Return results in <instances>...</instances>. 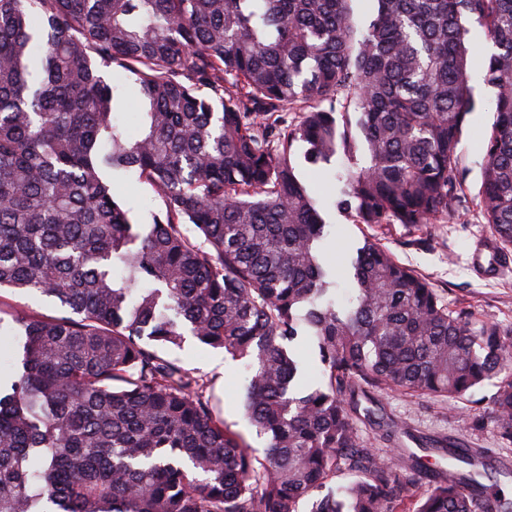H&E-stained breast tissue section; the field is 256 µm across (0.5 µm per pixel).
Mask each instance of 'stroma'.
<instances>
[{
	"mask_svg": "<svg viewBox=\"0 0 512 512\" xmlns=\"http://www.w3.org/2000/svg\"><path fill=\"white\" fill-rule=\"evenodd\" d=\"M470 43L475 50L471 84L476 108L464 127L459 160L468 171V188L474 192L486 166L482 135L491 127L493 114L487 107L490 91L483 71L487 41L481 28L472 29ZM292 158L298 176L309 181L313 192L321 198L326 224L336 232L330 259L338 269L350 265L357 247L368 242L379 244L435 288L448 307L467 308L475 318L512 331V254L493 258L484 253V245L493 241L494 235L478 205H471L469 210L438 224L368 227L354 223L350 213L337 204L333 174L343 168V157H334L315 178L310 175L312 166L305 143H295ZM116 183L124 188L122 201L133 222L149 223L152 212L162 208L163 201L151 186L129 176L117 178ZM169 356L194 376L208 381L205 396L225 424L241 433L256 453H263L265 438L257 436L242 414L241 362L190 336L181 346L172 348ZM493 391L494 386L489 383L473 397L453 403L391 390L372 393L371 399L384 418L404 425L406 447L439 448L447 442L459 441L467 447L483 449L491 458L512 459V444L501 442L496 436L490 402Z\"/></svg>",
	"mask_w": 512,
	"mask_h": 512,
	"instance_id": "stroma-1",
	"label": "stroma"
}]
</instances>
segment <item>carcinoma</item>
I'll return each instance as SVG.
<instances>
[{"label":"carcinoma","instance_id":"cac0c4a2","mask_svg":"<svg viewBox=\"0 0 512 512\" xmlns=\"http://www.w3.org/2000/svg\"><path fill=\"white\" fill-rule=\"evenodd\" d=\"M0 0V290L15 310L0 395V512H512L482 451L431 463L368 446L351 405L374 389L456 402L494 382L512 443V337L368 243L336 306L325 221L297 142L357 224H433L469 208L458 145L476 101L470 26L491 46L494 122L480 214L512 249V0ZM136 76V132L115 116ZM299 119L288 120V113ZM162 198L143 231L110 174ZM321 380L295 392L297 336ZM190 335L243 361L252 454L164 349ZM0 299L4 303L5 308L11 305L17 308H23L27 311L31 310L49 316L58 315L60 310L58 304L49 299L33 295L21 296L19 294L12 293L9 290H2L0 293Z\"/></svg>","mask_w":512,"mask_h":512}]
</instances>
